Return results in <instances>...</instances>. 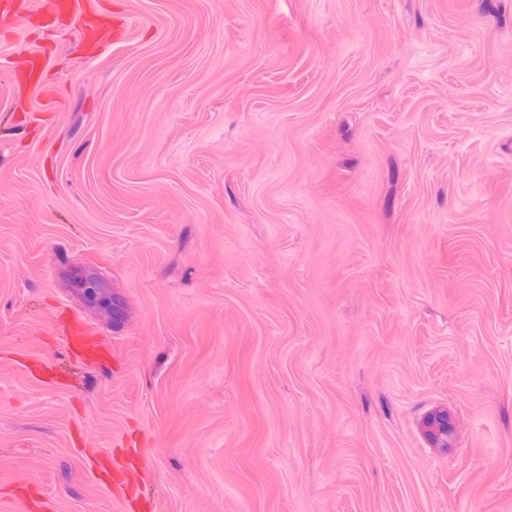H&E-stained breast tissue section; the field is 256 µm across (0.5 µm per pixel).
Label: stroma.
Instances as JSON below:
<instances>
[{
  "mask_svg": "<svg viewBox=\"0 0 512 512\" xmlns=\"http://www.w3.org/2000/svg\"><path fill=\"white\" fill-rule=\"evenodd\" d=\"M90 6L0 11V512H512V0ZM80 286L81 294L86 300L95 304L107 303L112 310L114 309L112 297L106 295L103 288L100 287V281L96 276L92 274L83 276ZM65 336H67L68 345L88 362L96 363L108 355V351L103 346L91 339L90 336H93V333L87 326L72 322L67 326ZM424 434L430 444L437 448L450 446L453 425L447 409H436L426 415L423 420Z\"/></svg>",
  "mask_w": 512,
  "mask_h": 512,
  "instance_id": "35a3bbf8",
  "label": "stroma"
}]
</instances>
